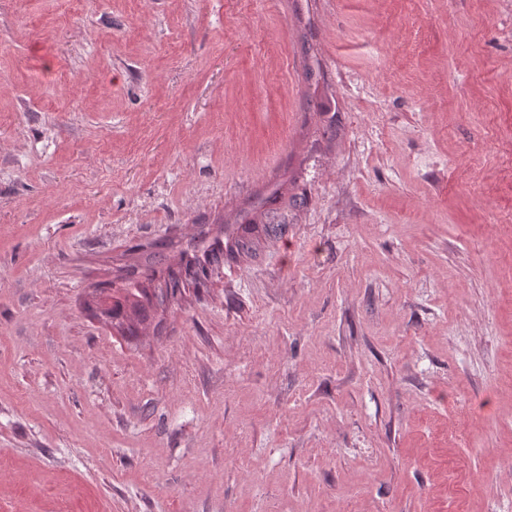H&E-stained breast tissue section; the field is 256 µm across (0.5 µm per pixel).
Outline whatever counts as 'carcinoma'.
Returning <instances> with one entry per match:
<instances>
[{
	"label": "carcinoma",
	"instance_id": "cac0c4a2",
	"mask_svg": "<svg viewBox=\"0 0 512 512\" xmlns=\"http://www.w3.org/2000/svg\"><path fill=\"white\" fill-rule=\"evenodd\" d=\"M312 105L315 114L325 118L324 133L336 138V115L324 101ZM296 183V177L283 174L256 191L235 214L224 216L216 231L198 225L197 234L186 243L159 238L147 246H131L132 260L118 269L120 285L112 286L106 318L122 335L138 336L178 300L186 285L207 281L224 259L256 257L262 242L285 233L288 212L306 204V196L295 192Z\"/></svg>",
	"mask_w": 512,
	"mask_h": 512
}]
</instances>
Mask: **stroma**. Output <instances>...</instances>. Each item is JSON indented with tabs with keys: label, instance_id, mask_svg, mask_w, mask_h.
<instances>
[{
	"label": "stroma",
	"instance_id": "obj_1",
	"mask_svg": "<svg viewBox=\"0 0 512 512\" xmlns=\"http://www.w3.org/2000/svg\"><path fill=\"white\" fill-rule=\"evenodd\" d=\"M287 171L159 330L91 311ZM509 448L512 0H0V512H512Z\"/></svg>",
	"mask_w": 512,
	"mask_h": 512
}]
</instances>
